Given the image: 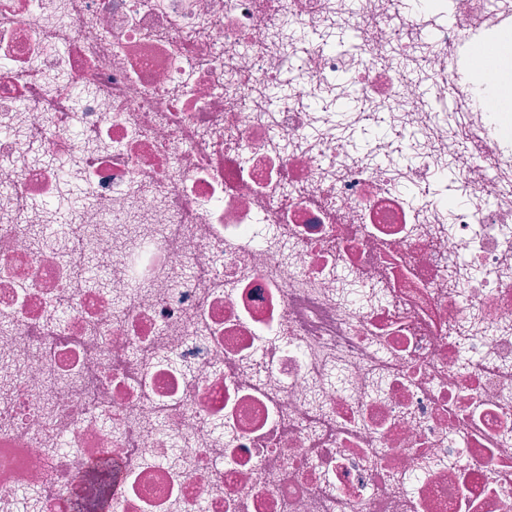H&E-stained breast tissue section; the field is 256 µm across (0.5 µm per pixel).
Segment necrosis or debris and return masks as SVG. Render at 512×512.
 I'll list each match as a JSON object with an SVG mask.
<instances>
[{
	"instance_id": "obj_1",
	"label": "necrosis or debris",
	"mask_w": 512,
	"mask_h": 512,
	"mask_svg": "<svg viewBox=\"0 0 512 512\" xmlns=\"http://www.w3.org/2000/svg\"><path fill=\"white\" fill-rule=\"evenodd\" d=\"M394 4L0 0V512H512V0Z\"/></svg>"
}]
</instances>
